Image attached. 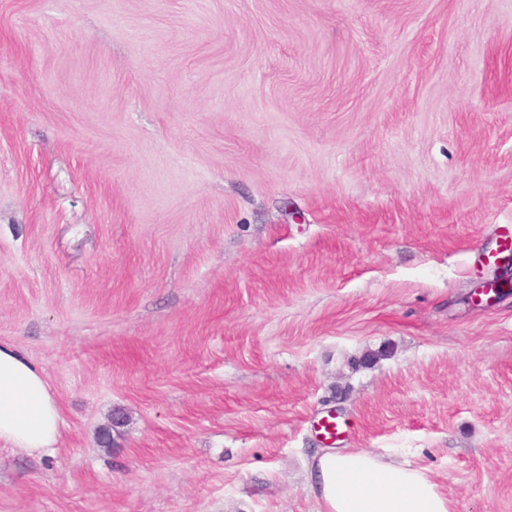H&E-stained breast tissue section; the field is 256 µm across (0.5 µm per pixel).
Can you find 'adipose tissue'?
<instances>
[{
    "mask_svg": "<svg viewBox=\"0 0 512 512\" xmlns=\"http://www.w3.org/2000/svg\"><path fill=\"white\" fill-rule=\"evenodd\" d=\"M61 424L43 370L0 344V442L48 452ZM309 482L322 512H452L450 500L425 469L374 451L316 454L309 463Z\"/></svg>",
    "mask_w": 512,
    "mask_h": 512,
    "instance_id": "1",
    "label": "adipose tissue"
}]
</instances>
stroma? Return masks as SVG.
<instances>
[{
	"label": "stroma",
	"mask_w": 512,
	"mask_h": 512,
	"mask_svg": "<svg viewBox=\"0 0 512 512\" xmlns=\"http://www.w3.org/2000/svg\"><path fill=\"white\" fill-rule=\"evenodd\" d=\"M508 231L512 0H0V344L64 420L0 512H320L324 448L512 512Z\"/></svg>",
	"instance_id": "stroma-1"
}]
</instances>
